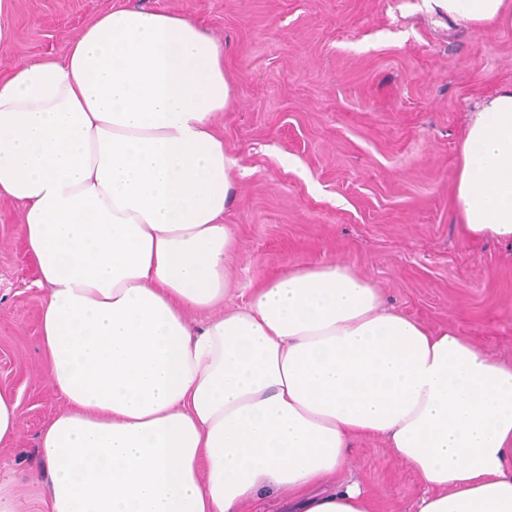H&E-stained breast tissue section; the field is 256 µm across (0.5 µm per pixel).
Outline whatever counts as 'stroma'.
Wrapping results in <instances>:
<instances>
[{
    "instance_id": "35a3bbf8",
    "label": "stroma",
    "mask_w": 512,
    "mask_h": 512,
    "mask_svg": "<svg viewBox=\"0 0 512 512\" xmlns=\"http://www.w3.org/2000/svg\"><path fill=\"white\" fill-rule=\"evenodd\" d=\"M119 5L180 13L224 46L219 126L242 166L226 216L240 240L232 304L294 262L333 259L394 308L512 362V245L462 238L451 205L468 114L512 83L511 28L456 27L426 0H0V77L61 58ZM36 278L20 210L1 198L0 388L22 419L0 480L19 512H44L37 439L62 406L40 364ZM355 446L346 474L378 512H416L417 476L380 438Z\"/></svg>"
}]
</instances>
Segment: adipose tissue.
<instances>
[{
  "mask_svg": "<svg viewBox=\"0 0 512 512\" xmlns=\"http://www.w3.org/2000/svg\"><path fill=\"white\" fill-rule=\"evenodd\" d=\"M431 2L512 27V0ZM231 95L223 45L146 8L0 78V199L47 291L41 360L63 401L39 434L46 512H375L342 478L361 435L428 485L417 512H512V365L334 261L226 305ZM453 210L464 237L512 244V84L469 115Z\"/></svg>",
  "mask_w": 512,
  "mask_h": 512,
  "instance_id": "obj_1",
  "label": "adipose tissue"
}]
</instances>
